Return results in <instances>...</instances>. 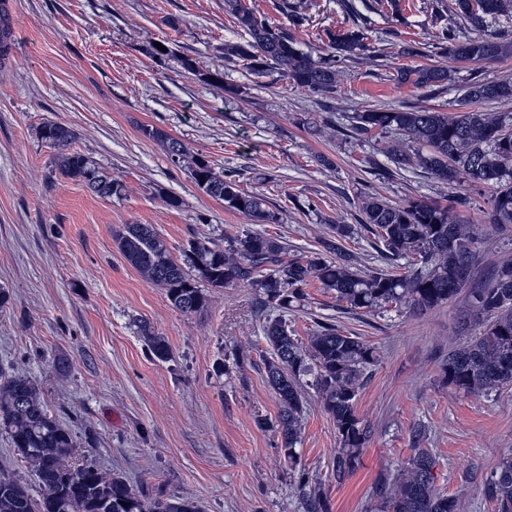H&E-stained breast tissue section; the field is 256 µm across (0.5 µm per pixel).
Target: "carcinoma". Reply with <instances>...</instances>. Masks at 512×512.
<instances>
[{
  "instance_id": "1",
  "label": "carcinoma",
  "mask_w": 512,
  "mask_h": 512,
  "mask_svg": "<svg viewBox=\"0 0 512 512\" xmlns=\"http://www.w3.org/2000/svg\"><path fill=\"white\" fill-rule=\"evenodd\" d=\"M4 2L0 0V60L9 56L13 43ZM455 6L474 36H462L454 27L441 29L438 48L449 59L492 63L512 53V40L489 31V21L512 13V0H455ZM225 7L249 36L245 43L227 47L229 55L245 61L258 76L275 69L297 87L323 98L335 92L340 65L368 50L365 29L356 18L351 28L329 37V53L315 58L290 32L272 28L241 0H225ZM395 80L431 90L448 83L449 73L438 66L400 67ZM511 101L512 77H477L467 85L453 115L422 105L367 108L352 117V129L361 136L373 131L401 135L390 149L391 162L399 169L416 165L448 185L463 172L475 183L493 186L483 223L512 231V117L482 107L488 102ZM143 134L165 143L171 163L187 168L197 188L224 202V208L246 214L256 224L276 223V215L260 195L241 189L230 175L218 176L206 157L191 154L184 143L157 128H145ZM38 135L51 145H66L76 138L73 129L58 122L43 123ZM59 167L63 175L82 182L100 197L121 195L122 185L105 176L89 156L66 154ZM469 208V199L460 195L446 205L425 199L391 204L377 194L363 197L364 224L382 253L391 260L412 256L419 262L420 268L404 274L361 269L358 260L338 244L352 234L349 224L331 225L334 238L325 242L326 253L304 263L284 261L286 247L258 233L227 237L222 247L206 238H194L182 250L180 261L171 256L150 224L124 225L116 242L125 260L151 284L164 289L171 306L186 316L207 307V288L244 284L258 290L260 308L278 312L265 321L263 333L271 351L265 369L279 407L276 430L284 457L295 455L305 403L303 377L311 375L310 386L332 416L342 445L333 460L336 477L342 479L354 470L369 437L368 428L356 415V402L365 374L375 363L374 348L327 324L310 337L306 347L289 330L288 310L304 297L303 286L311 278L335 292L338 301L368 312L393 303L423 312L447 303L468 287L482 315V327L448 351L442 362L448 385L468 393L512 386V264L501 265L471 287L475 252L469 221L464 218ZM140 333L154 357L168 358V343L151 326L140 325ZM0 433L7 435L35 472L40 488L36 499L20 478L0 472V512H204L190 499L159 496L146 500L121 476H106L92 463L69 462L76 448L72 433L51 413L37 384L24 374L10 375L0 385ZM435 465L429 450H415L407 471L386 496V512H460L457 498L434 486ZM297 484L305 512H327L325 498L306 474L299 475ZM485 494L497 502L499 512H512V460L495 468Z\"/></svg>"
}]
</instances>
